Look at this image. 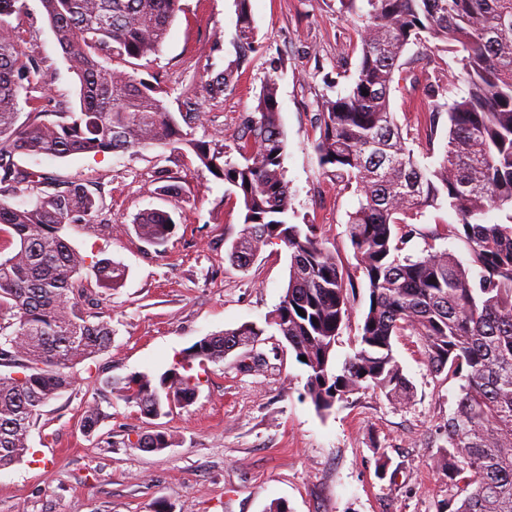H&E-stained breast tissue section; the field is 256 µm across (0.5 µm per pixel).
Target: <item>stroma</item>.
Masks as SVG:
<instances>
[{
    "instance_id": "1",
    "label": "stroma",
    "mask_w": 512,
    "mask_h": 512,
    "mask_svg": "<svg viewBox=\"0 0 512 512\" xmlns=\"http://www.w3.org/2000/svg\"><path fill=\"white\" fill-rule=\"evenodd\" d=\"M261 48L251 54L233 88L213 98L205 82L235 58V0H180V9L159 54L138 61L140 77L158 76L169 91L171 112L194 111L201 120L194 138L219 140L234 151L243 118L268 78H275L286 137L285 179L292 194L290 220L312 224L323 243L353 272L356 298L336 344L337 359L354 351L369 290L347 235L356 206L353 189L324 174L315 142L316 102L329 89L343 93L360 61V36L336 15L335 0H250ZM21 59L42 63L31 82L44 108L79 102V83L64 59L41 0H26L9 17ZM412 58L415 80L393 85L390 103L407 145L420 163H437L446 127L427 140L424 80L453 61L439 51ZM25 169L75 182L93 192L98 210L89 221L65 227L70 244L84 255L120 263V288L99 290L96 310L112 327L103 353L77 365L74 385L42 407L29 433L30 453L0 468V512H264L282 500L290 512H437L448 495L431 456L446 436L439 426L453 412L457 381L432 377L418 336L395 337L394 354L412 383L406 406L370 389L316 411L303 396L307 371L279 334L265 324L288 284L290 259L279 243L266 246L244 269L232 266L228 250L243 228L232 188L201 166L192 153L163 149L138 153L75 154L64 158L19 155ZM177 172L182 191H158L157 172ZM169 212L175 226L163 251L138 239L143 214ZM456 216L429 210L422 235L405 252H450L469 264L467 243L445 236ZM107 225L98 234L97 225ZM245 322L263 326L254 345L224 361L195 366L201 384L194 402L150 420L103 387L105 378L135 373L160 375L201 338ZM98 403L104 419L85 433L82 413ZM164 432L170 448L143 452L128 447L137 434ZM386 456L394 478L380 477Z\"/></svg>"
}]
</instances>
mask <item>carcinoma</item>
<instances>
[{"mask_svg":"<svg viewBox=\"0 0 512 512\" xmlns=\"http://www.w3.org/2000/svg\"><path fill=\"white\" fill-rule=\"evenodd\" d=\"M41 2L78 77L79 108L58 102L53 111L39 109L19 122L20 103L38 102L25 80L40 64L19 60L14 31L4 25L25 0H0V250L12 249L0 259V367L12 368L0 373V467L24 459L40 409L69 389L77 365L109 348L112 326L92 311V286L113 290L125 278V268L109 258L87 262L63 234L96 210L83 185L56 184L30 208L8 202L23 185L51 184L47 174L21 168L16 155L186 148L240 200L243 229L228 252L231 264L244 269L273 243L288 250V285L266 324L307 369L305 396L316 411L325 414L369 387L409 405L414 388L394 355L393 339L413 331L430 374L459 380L456 408L442 425L447 444L431 458L434 470L448 478L439 512H512V0H336V13L360 22L361 58L348 91L317 102L315 149L327 172L355 186L348 235L369 288L358 347L340 365L336 340L354 285L315 225L288 222L292 195L283 171L276 81L268 80L258 94L234 159L216 140H198L184 129L196 114L169 111L168 91L157 78L122 69L160 51L179 0ZM236 7V58L208 80L214 97L229 90L260 48L249 0H236ZM431 41L454 54L467 91L450 103L444 74L427 76L425 126L433 135L445 116L448 132L440 160L426 167L406 145L390 94L408 65L402 61L406 48L423 49ZM159 180L162 194L178 192L172 170H161ZM444 206L458 218L446 228L467 243L470 268L446 250L417 259L402 255L420 234L417 221ZM495 211L505 220L492 219ZM172 223L170 213L155 210L134 228L158 248ZM263 332L243 323L205 336L159 376L137 373L108 379L104 387L142 417L166 416L195 400L200 379L191 373L194 363L220 362ZM104 417L99 405H87L83 430L94 432ZM172 443L156 432L129 446L160 452Z\"/></svg>","mask_w":512,"mask_h":512,"instance_id":"cac0c4a2","label":"carcinoma"}]
</instances>
